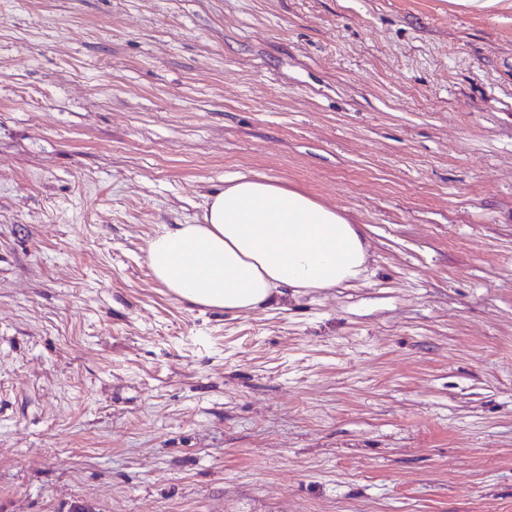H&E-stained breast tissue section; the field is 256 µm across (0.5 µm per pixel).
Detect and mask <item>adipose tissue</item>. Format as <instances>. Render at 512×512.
Instances as JSON below:
<instances>
[{
  "label": "adipose tissue",
  "mask_w": 512,
  "mask_h": 512,
  "mask_svg": "<svg viewBox=\"0 0 512 512\" xmlns=\"http://www.w3.org/2000/svg\"><path fill=\"white\" fill-rule=\"evenodd\" d=\"M146 257L155 280L176 299L227 313L273 303L287 289L349 283L368 259L362 225L302 192L248 175L210 195L202 223L158 230Z\"/></svg>",
  "instance_id": "obj_1"
}]
</instances>
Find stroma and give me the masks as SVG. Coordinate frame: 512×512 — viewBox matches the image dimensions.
I'll use <instances>...</instances> for the list:
<instances>
[{"mask_svg": "<svg viewBox=\"0 0 512 512\" xmlns=\"http://www.w3.org/2000/svg\"><path fill=\"white\" fill-rule=\"evenodd\" d=\"M240 174L361 277L173 297ZM78 507L512 512V0H0V512Z\"/></svg>", "mask_w": 512, "mask_h": 512, "instance_id": "1", "label": "stroma"}]
</instances>
